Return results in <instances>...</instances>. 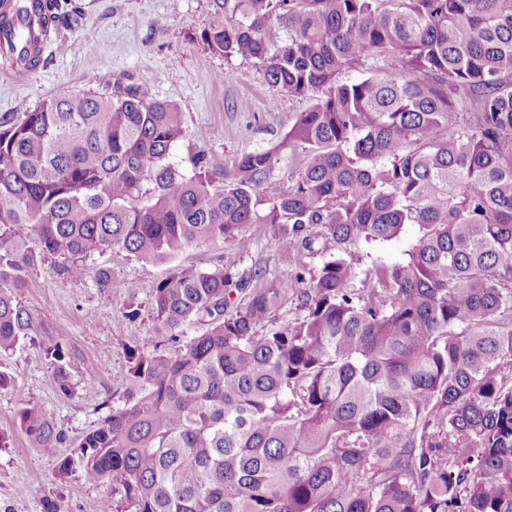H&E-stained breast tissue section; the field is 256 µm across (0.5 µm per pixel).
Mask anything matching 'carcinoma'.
Returning a JSON list of instances; mask_svg holds the SVG:
<instances>
[{"label": "carcinoma", "instance_id": "obj_1", "mask_svg": "<svg viewBox=\"0 0 512 512\" xmlns=\"http://www.w3.org/2000/svg\"><path fill=\"white\" fill-rule=\"evenodd\" d=\"M202 30L224 58L309 99L283 140L224 159L169 162L178 108L145 84L61 91L0 115V352L33 327L14 289L35 254L170 260L195 245H250L272 224L302 272L269 281L222 265L176 266L152 319L179 340L131 336L123 406L61 460L120 494L122 512H512V0H211ZM30 17L36 68L69 0H0ZM358 76L353 78L351 73ZM305 149L295 184L272 179ZM418 229L404 257L365 273L354 256ZM98 286L126 299L133 280ZM296 301L304 316L276 323ZM72 394L66 353L47 351ZM20 430L52 456L63 436L23 400ZM304 158L301 146H286L276 156L272 177L284 190H287L297 178L298 170Z\"/></svg>", "mask_w": 512, "mask_h": 512}]
</instances>
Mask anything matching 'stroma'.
I'll list each match as a JSON object with an SVG mask.
<instances>
[{"instance_id": "obj_1", "label": "stroma", "mask_w": 512, "mask_h": 512, "mask_svg": "<svg viewBox=\"0 0 512 512\" xmlns=\"http://www.w3.org/2000/svg\"><path fill=\"white\" fill-rule=\"evenodd\" d=\"M78 23L51 34L43 47L45 62L27 71L22 81L0 78V114L39 107L57 92L98 90L105 81L143 83L155 99L177 105L185 136L170 152V161L184 168L188 157L205 151L231 159L279 146L272 177L282 187L295 181L303 162L301 146L280 142L295 115L309 100L271 89L251 60L225 59L201 39L211 11L210 0H73ZM252 245L238 252L233 244L199 245L176 258L144 261L125 253L107 252L83 258L79 278L60 275V257H37L14 295L33 317L29 335L0 353V371L14 379L0 389V512H46L60 501L66 512H85L96 502L99 512H116L118 497L108 485H90L74 476L62 481L56 471L81 439L112 409L122 406L127 390L128 337H138L149 350L172 351L168 333L152 320L149 302L154 286L175 265L201 269L216 265L248 275L264 269L268 279H285L297 267L314 270L319 258L291 262L292 246L274 225L250 228ZM133 279L137 295L125 302L98 287L101 272ZM137 309L135 319L125 308ZM61 345L68 356L72 396L61 395L45 350ZM45 411L65 441L56 455L29 448L18 424L20 400Z\"/></svg>"}]
</instances>
